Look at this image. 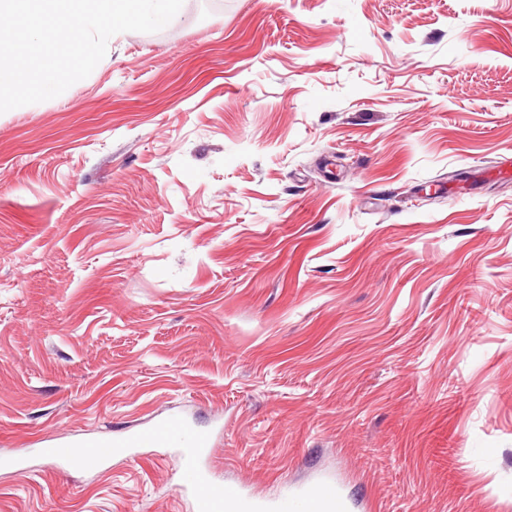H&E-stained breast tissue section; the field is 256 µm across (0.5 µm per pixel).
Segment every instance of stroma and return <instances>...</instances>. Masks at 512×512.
Here are the masks:
<instances>
[{
	"instance_id": "35a3bbf8",
	"label": "stroma",
	"mask_w": 512,
	"mask_h": 512,
	"mask_svg": "<svg viewBox=\"0 0 512 512\" xmlns=\"http://www.w3.org/2000/svg\"><path fill=\"white\" fill-rule=\"evenodd\" d=\"M512 0H184L0 114V512H512ZM39 448H16L7 462L20 463L35 452L51 461H79L89 469H96L115 456L130 455L133 448L172 445L179 448L182 458V486L193 496L195 512H265L262 505L245 498L237 490L212 481L202 465V459L213 448V434L209 429L190 425L182 416L172 414L159 423L137 428L116 437L42 442ZM336 495L330 487H322L303 496L279 498L269 512H340Z\"/></svg>"
}]
</instances>
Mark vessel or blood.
Returning <instances> with one entry per match:
<instances>
[{"mask_svg": "<svg viewBox=\"0 0 512 512\" xmlns=\"http://www.w3.org/2000/svg\"><path fill=\"white\" fill-rule=\"evenodd\" d=\"M171 445L182 458V486L193 496L194 512H263L260 504L245 498L237 490L212 481L202 460L213 448L210 430L190 425L182 416L172 414L159 423L137 428L116 437L44 441L37 453L51 461L80 462L95 469L115 456L130 455L133 449ZM336 496L329 487L298 497L284 496L270 512H335Z\"/></svg>", "mask_w": 512, "mask_h": 512, "instance_id": "b4317fda", "label": "vessel or blood"}]
</instances>
